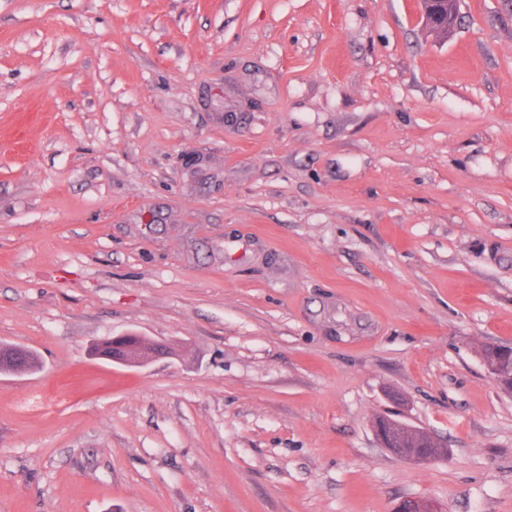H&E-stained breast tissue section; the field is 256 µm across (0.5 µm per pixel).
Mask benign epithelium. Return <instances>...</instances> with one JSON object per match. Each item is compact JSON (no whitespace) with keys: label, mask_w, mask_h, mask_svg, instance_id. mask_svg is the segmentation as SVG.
<instances>
[{"label":"benign epithelium","mask_w":512,"mask_h":512,"mask_svg":"<svg viewBox=\"0 0 512 512\" xmlns=\"http://www.w3.org/2000/svg\"><path fill=\"white\" fill-rule=\"evenodd\" d=\"M425 18L429 25L436 24L438 17L449 11V0H424ZM135 339L132 334L110 338L112 342V360L131 366H139L154 355L165 353V349L148 342V350L139 359L124 355L125 346ZM483 362L489 375L501 388L512 391V351L504 346L487 344L481 351ZM377 436L384 448L392 454L411 462L424 464L446 457L448 449L426 431L391 419L377 422Z\"/></svg>","instance_id":"1"}]
</instances>
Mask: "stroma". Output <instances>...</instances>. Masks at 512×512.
<instances>
[{
    "mask_svg": "<svg viewBox=\"0 0 512 512\" xmlns=\"http://www.w3.org/2000/svg\"><path fill=\"white\" fill-rule=\"evenodd\" d=\"M1 342L0 512H512V0H0ZM135 338L144 339L146 342H148L149 349L146 350L144 356L139 359L129 358L124 355L125 346ZM109 340L112 342V346L109 343L102 342L94 348L95 353L107 357H111L112 355L113 361H120L131 366L142 365L150 360L153 355L165 353V349L161 345L153 343L143 336L127 334L124 336L112 337ZM0 371L6 372V371H18V370H25L30 371L34 370L35 368L39 367V361L37 356L34 353H31L30 351L26 350L24 352V362L22 365H16L11 356L10 351L14 349L17 346L12 345H4L0 344ZM2 354V357H1ZM481 356L489 375L502 390L512 391V351L506 346L486 344ZM511 383V385H510ZM376 432L384 448L411 462L428 463L446 457L448 452L426 431L391 419L379 420ZM406 442L410 444L409 447Z\"/></svg>",
    "mask_w": 512,
    "mask_h": 512,
    "instance_id": "obj_1",
    "label": "stroma"
}]
</instances>
